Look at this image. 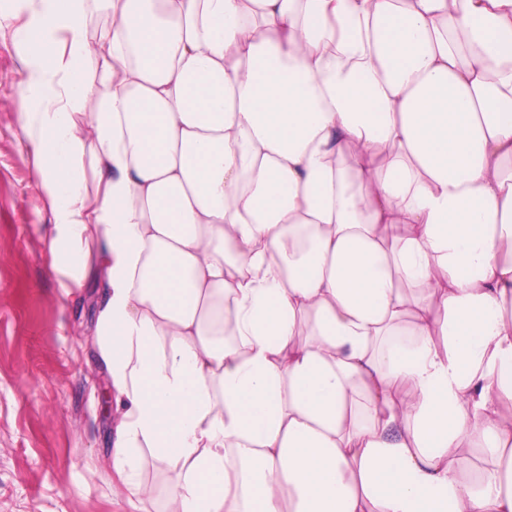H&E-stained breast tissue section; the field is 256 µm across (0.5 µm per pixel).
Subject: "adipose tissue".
Masks as SVG:
<instances>
[{
    "label": "adipose tissue",
    "instance_id": "obj_1",
    "mask_svg": "<svg viewBox=\"0 0 512 512\" xmlns=\"http://www.w3.org/2000/svg\"><path fill=\"white\" fill-rule=\"evenodd\" d=\"M45 2L22 128L114 494L147 447L167 512H512V0H104L93 43Z\"/></svg>",
    "mask_w": 512,
    "mask_h": 512
}]
</instances>
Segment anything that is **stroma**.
<instances>
[{"label": "stroma", "instance_id": "stroma-1", "mask_svg": "<svg viewBox=\"0 0 512 512\" xmlns=\"http://www.w3.org/2000/svg\"><path fill=\"white\" fill-rule=\"evenodd\" d=\"M41 11V0H0V512H165L176 474L146 448L145 495H112L95 294L65 295L52 270L53 216L19 119L38 109L23 89L32 57L15 33Z\"/></svg>", "mask_w": 512, "mask_h": 512}]
</instances>
